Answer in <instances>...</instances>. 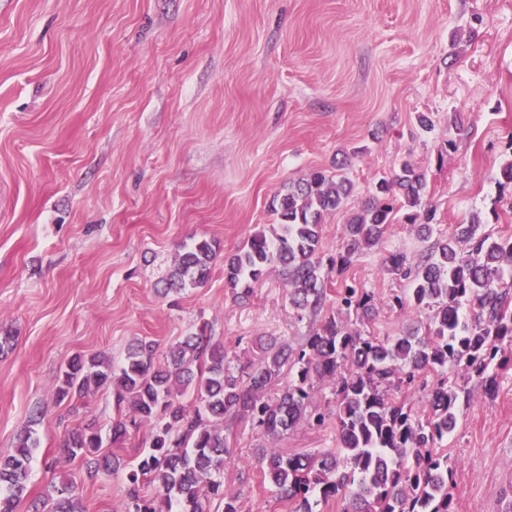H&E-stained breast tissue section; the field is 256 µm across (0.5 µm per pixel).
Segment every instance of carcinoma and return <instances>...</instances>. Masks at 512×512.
<instances>
[{
	"label": "carcinoma",
	"instance_id": "1",
	"mask_svg": "<svg viewBox=\"0 0 512 512\" xmlns=\"http://www.w3.org/2000/svg\"><path fill=\"white\" fill-rule=\"evenodd\" d=\"M342 173L314 171L288 185L273 200L277 223L262 226L242 249L224 259V277L237 297L252 292L266 267L278 262L290 301L300 311H322L328 275L319 253L325 217L341 208L352 192ZM425 174L404 162L380 177L373 192L344 224L343 252L336 257L342 273L351 258L378 245L392 222L394 204L410 215L423 240H433L413 262L402 253L387 259V271L409 281L393 304L426 324L390 339L366 330L378 312L364 288L344 283L336 292V310L297 350L269 336L258 340L262 356L249 381L224 365V345L204 333H192L169 347L167 361L156 362V343L129 348L120 367L104 354L76 355L60 372L55 389L60 402L110 390L116 408L130 423L112 425L111 443L127 438V425L154 424L149 450L138 455L127 473L122 512H239L237 497L224 494V465L231 460L224 427L251 419L273 438L303 422L321 425L326 414L313 405L315 384L334 386L337 446L317 455L288 454L266 448L260 469L277 489L285 512H313L312 504L342 502V512H455L448 481L458 462L437 448L460 418V399L473 381L494 396L498 370L512 363V237H494L477 221L456 225L446 238L432 239L435 210L424 204ZM218 245L202 241L178 252L164 291L181 292L205 284ZM294 370L274 397L265 396L285 365ZM440 375L427 392V411L414 415L397 396L401 386L417 385L424 373ZM36 439L27 430L15 449L0 456V512H15L30 471ZM68 458L80 459L93 478L121 467L104 451L94 421L71 431L63 444ZM154 487L153 496L145 489ZM46 512H83L76 487L54 485L43 500Z\"/></svg>",
	"mask_w": 512,
	"mask_h": 512
}]
</instances>
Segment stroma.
I'll list each match as a JSON object with an SVG mask.
<instances>
[{
    "mask_svg": "<svg viewBox=\"0 0 512 512\" xmlns=\"http://www.w3.org/2000/svg\"><path fill=\"white\" fill-rule=\"evenodd\" d=\"M456 113L467 130L451 148ZM345 155L350 207L409 159L427 174L440 236L474 220L511 236L512 185L497 179L512 159V0H0V333L15 338L0 353V455L44 414L16 512L64 482L85 512H120L126 498L124 472L90 479L60 452L72 430L119 417L105 391L57 401L73 355L119 366L143 339L162 357L203 327L244 378L256 337L297 347L319 326L297 316L275 267L235 299L223 257L275 223L289 183ZM202 239L221 252L207 284L162 295L178 251ZM428 247L396 214L331 283L372 292L375 334L400 335L416 320L393 307L407 284L384 260ZM314 403L325 423L278 439L232 423L224 490L240 512H282L259 449L335 447L330 383ZM442 446L460 464L456 512H512V369L495 397L473 389Z\"/></svg>",
    "mask_w": 512,
    "mask_h": 512,
    "instance_id": "obj_1",
    "label": "stroma"
}]
</instances>
